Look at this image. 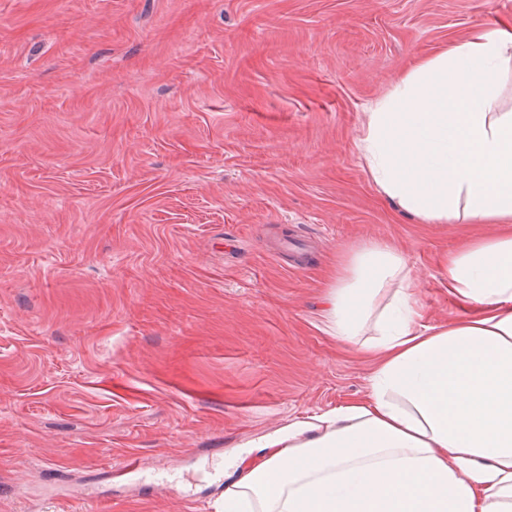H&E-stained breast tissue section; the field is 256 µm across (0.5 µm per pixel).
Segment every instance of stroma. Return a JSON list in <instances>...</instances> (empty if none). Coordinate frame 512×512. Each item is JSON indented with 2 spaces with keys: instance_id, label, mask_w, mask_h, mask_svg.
I'll list each match as a JSON object with an SVG mask.
<instances>
[{
  "instance_id": "35a3bbf8",
  "label": "stroma",
  "mask_w": 512,
  "mask_h": 512,
  "mask_svg": "<svg viewBox=\"0 0 512 512\" xmlns=\"http://www.w3.org/2000/svg\"><path fill=\"white\" fill-rule=\"evenodd\" d=\"M512 0H0V512H206L225 452L366 391L339 254L441 256L372 182L368 114ZM92 491L96 502L78 497Z\"/></svg>"
}]
</instances>
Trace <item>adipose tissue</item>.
I'll list each match as a JSON object with an SVG mask.
<instances>
[{
    "label": "adipose tissue",
    "instance_id": "obj_1",
    "mask_svg": "<svg viewBox=\"0 0 512 512\" xmlns=\"http://www.w3.org/2000/svg\"><path fill=\"white\" fill-rule=\"evenodd\" d=\"M512 25L417 61L368 114L373 183L423 224H496L442 261L461 309L427 326L395 245L343 254L328 334L372 362L364 397L224 455V512H512Z\"/></svg>",
    "mask_w": 512,
    "mask_h": 512
}]
</instances>
